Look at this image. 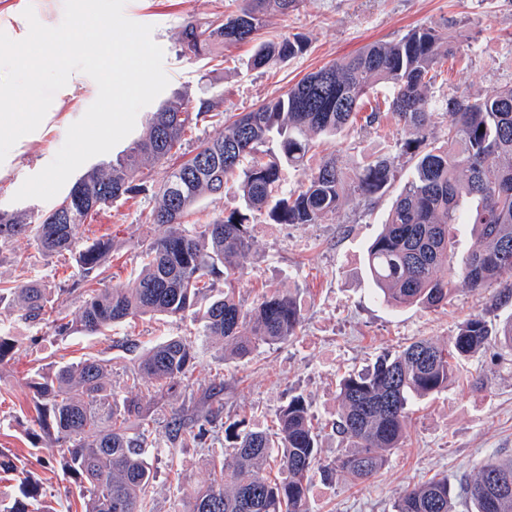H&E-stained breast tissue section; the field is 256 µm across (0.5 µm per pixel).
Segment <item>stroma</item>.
Segmentation results:
<instances>
[{
  "instance_id": "stroma-1",
  "label": "stroma",
  "mask_w": 512,
  "mask_h": 512,
  "mask_svg": "<svg viewBox=\"0 0 512 512\" xmlns=\"http://www.w3.org/2000/svg\"><path fill=\"white\" fill-rule=\"evenodd\" d=\"M236 8V0H126L125 15L151 26L152 38L164 52L169 84L159 101L180 95L194 102L217 101L227 114L247 112L336 59L420 27L440 29L468 43L465 56L442 60L431 89L437 102L490 96L512 84V0H301L297 11L270 16L259 36L263 42L286 34L302 36L307 48L293 58L255 70L247 64L254 50L250 43L216 46L212 60L183 50L187 21L204 22ZM66 132L63 124L34 131L31 141L0 163V210L19 223H34L54 208L51 200L17 202L13 196L27 177L52 161ZM404 139L402 123L387 112L380 134L351 131L318 142L308 156V167L333 154L348 170L372 153L393 159L399 177L375 204L350 194L320 224L269 228L264 218L254 221L251 248L240 259L245 277L238 297L250 307L273 290L294 294L302 328L286 342L260 346L244 358L225 354L222 342L203 333V301L196 314L186 317L143 316L101 332L69 336L56 335L48 323L25 320L18 302L0 303V332L20 341L15 354L0 363V459L14 466L12 472L0 471V497L15 495L20 470L55 512H82L83 502L62 469L57 447L32 419L29 382L38 368L72 364L89 354L110 367L113 391L130 396L131 371L146 349L169 338L185 340L195 368L176 393L156 404V430L146 454L156 475L153 512H184L190 492L208 484L212 458L219 455L232 463L234 448L225 433L229 424L267 429L281 406L303 395L326 425L320 456L331 461L339 448L328 425L336 417L338 381L345 373L368 368L379 355L418 338L448 343L476 315L496 325L512 319V304H495L497 288L474 292L461 281L447 307L436 310L387 306L373 297L364 258L410 175L412 163L401 149ZM157 203L150 192L122 199L81 226V238L111 242L104 268L113 283L132 286L139 272L138 246L163 236L164 227L146 221ZM35 279L55 288L65 312L77 315L82 299L71 291L78 279L73 257L44 255L29 231L0 251V282L20 285ZM206 392L224 407L216 426L202 442L170 444L166 431L171 419ZM496 457H512V351L492 344L460 362L447 389L414 405L406 441L376 477L355 486L341 475L329 482L314 480L311 512H392L407 486L441 476L456 480Z\"/></svg>"
}]
</instances>
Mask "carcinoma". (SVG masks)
Wrapping results in <instances>:
<instances>
[{
    "mask_svg": "<svg viewBox=\"0 0 512 512\" xmlns=\"http://www.w3.org/2000/svg\"><path fill=\"white\" fill-rule=\"evenodd\" d=\"M298 6L299 0H238L237 9L222 20L187 22L183 48L198 56L216 43L229 48L249 42L267 15H287ZM304 49L300 36H284L259 44L249 63L262 69ZM464 51L463 41L434 28L372 43L238 113L224 134L203 141L192 157L157 182L152 168L167 164L181 149L187 129L224 118L214 111L212 100L197 106L181 96L166 101L151 114L146 135L118 154L109 170L79 179L57 207L36 219L39 249L75 258L83 298L79 318L67 319L59 298L37 280L21 287L0 283V301L21 298L25 319L47 320L57 335L65 336L96 333L146 314L182 317L206 290L222 282L224 291L203 314L204 335L231 343L237 356L261 344L289 340L302 323L291 293L272 292L252 308L236 299L245 276L240 257L251 246L249 225L257 215L269 224H321L337 212L347 193L372 202L391 188L397 167L386 156H364L349 173L334 155L305 168L315 138L336 137L356 124L363 132L379 131L381 108L372 104L370 90L382 84L391 91L387 111L403 122L404 151L414 165L412 179L365 258L379 297L396 307H443L460 276L473 291L503 283L497 301L508 305L512 284L504 278H512V85L460 104L455 97L447 99L442 143L425 134L437 110L430 89L439 59ZM271 142L277 151L268 149ZM285 164L302 170L303 178L297 190L281 194L277 188ZM230 180L243 207L205 224H188L201 195L224 192ZM150 190L159 197V206L149 223L166 227V233L139 247L141 270L133 287L106 285L101 264L111 245L100 239L78 244L79 226L102 207ZM461 223L472 226L476 240L457 264L451 230ZM26 231L27 225L1 212L0 250ZM443 270L448 275H441ZM492 340L512 350V318L496 327L477 315L444 346L417 339L378 356L371 369L345 375L332 423L341 452L330 463L321 462L322 427L301 395L275 413L270 431L230 424L234 463L214 461L210 482L191 493L185 512H310L316 476L327 479L339 472L353 483L372 479L389 453L405 442L412 402L447 388L456 364ZM194 364L189 345L180 339L162 341L134 370L150 390L122 399L106 385L107 365L96 359L35 373L36 421L53 429L54 444L79 488L85 512H152L155 476L144 458L155 424L151 405L168 396ZM210 399L200 398L185 415L171 419V442L204 439L206 426L222 413V405L214 406ZM272 458L282 463L284 477L278 482L263 472ZM19 490L21 498L13 505L0 500V512H41L38 487L22 480ZM461 497L472 512H512V458L486 461L459 487L446 476L415 484L394 502L393 512H456Z\"/></svg>",
    "mask_w": 512,
    "mask_h": 512,
    "instance_id": "obj_1",
    "label": "carcinoma"
}]
</instances>
